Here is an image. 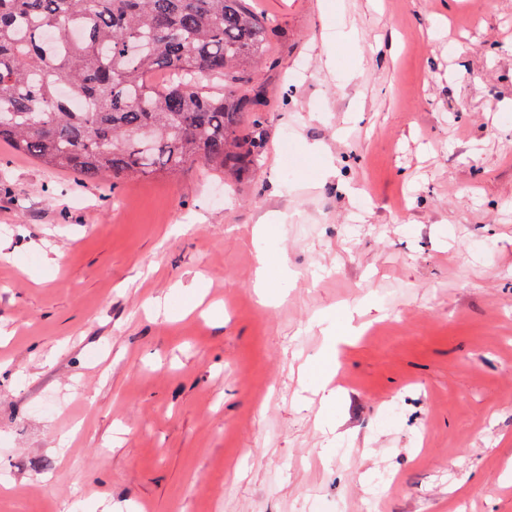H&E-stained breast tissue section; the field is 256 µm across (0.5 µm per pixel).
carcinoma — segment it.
Masks as SVG:
<instances>
[{"label":"carcinoma","mask_w":512,"mask_h":512,"mask_svg":"<svg viewBox=\"0 0 512 512\" xmlns=\"http://www.w3.org/2000/svg\"><path fill=\"white\" fill-rule=\"evenodd\" d=\"M273 29L247 0H0V145L114 186L253 172Z\"/></svg>","instance_id":"cac0c4a2"}]
</instances>
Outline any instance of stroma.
<instances>
[{"instance_id":"obj_1","label":"stroma","mask_w":512,"mask_h":512,"mask_svg":"<svg viewBox=\"0 0 512 512\" xmlns=\"http://www.w3.org/2000/svg\"><path fill=\"white\" fill-rule=\"evenodd\" d=\"M333 2L248 180L0 147V512H512V0ZM282 219L280 215H273L272 217L266 215L257 222L253 230V243L256 251L257 268L255 272V291L260 298L262 304H269L272 298L267 291L269 286V277L266 265V258L263 249L260 246V242L264 234V225L272 224V220Z\"/></svg>"}]
</instances>
